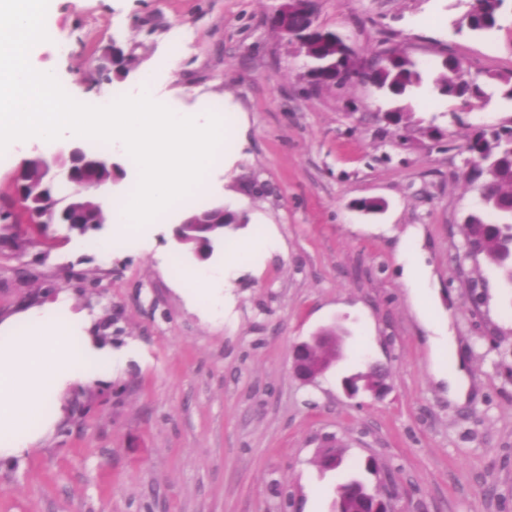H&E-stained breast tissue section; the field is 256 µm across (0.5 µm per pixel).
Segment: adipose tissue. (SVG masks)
Wrapping results in <instances>:
<instances>
[{
	"label": "adipose tissue",
	"mask_w": 512,
	"mask_h": 512,
	"mask_svg": "<svg viewBox=\"0 0 512 512\" xmlns=\"http://www.w3.org/2000/svg\"><path fill=\"white\" fill-rule=\"evenodd\" d=\"M417 254L415 244H407L398 261L422 319L431 323L435 312ZM24 320L28 330L21 335L13 321L0 323V461L31 453L54 425L44 414L47 404H60L71 382L95 384L114 364L95 348L83 315L65 303L32 310Z\"/></svg>",
	"instance_id": "ef3b65f1"
}]
</instances>
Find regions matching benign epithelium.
I'll return each instance as SVG.
<instances>
[{"label": "benign epithelium", "instance_id": "1", "mask_svg": "<svg viewBox=\"0 0 512 512\" xmlns=\"http://www.w3.org/2000/svg\"><path fill=\"white\" fill-rule=\"evenodd\" d=\"M315 0H284L272 17L275 28L288 25V43L296 49L305 52L304 41L297 36L296 26L292 20L300 18L305 21L314 20ZM369 66L359 60L354 53L348 54V70L346 76L355 82L368 81ZM114 153L88 155V149L80 144L66 143L58 147L51 159L37 152L24 162L23 170L17 178L14 195L9 201L0 203V213L14 214L26 207L29 190L28 173L36 167L42 175L41 191H46L55 175L59 174L71 186L68 203L61 208L64 223L74 228L85 224L87 213L86 196L102 188L112 189L114 172L119 165L113 161ZM57 167V174H51V166ZM225 207L220 204L207 214H194L181 220L174 229V238L178 245L199 260L211 256L214 244L224 240L228 230L239 228L237 224L224 223ZM333 328L324 327L314 332L308 338L295 343L291 350V370L296 378L303 382H312L318 376L328 371L341 356L340 337L331 335ZM368 373L371 378L365 380L357 376H345L341 386L351 397L360 391H369L381 395L385 391V371L380 362L367 361ZM399 491L395 483L387 478L378 479L376 507L372 512H399L397 501Z\"/></svg>", "mask_w": 512, "mask_h": 512}]
</instances>
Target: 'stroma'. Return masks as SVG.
I'll list each match as a JSON object with an SVG mask.
<instances>
[{
	"label": "stroma",
	"mask_w": 512,
	"mask_h": 512,
	"mask_svg": "<svg viewBox=\"0 0 512 512\" xmlns=\"http://www.w3.org/2000/svg\"><path fill=\"white\" fill-rule=\"evenodd\" d=\"M281 0H49L46 14L70 51L38 47L32 66L82 89L130 91L161 68L168 36L182 57L162 89L181 112L212 103L240 113L232 167L216 163L197 207L225 203L246 224L208 259L254 247L225 282L212 316L175 239L180 213L150 233L95 249L111 224L15 225L0 238V321L66 297L86 312L100 347L122 354L112 380L68 390L62 417L36 450L0 463V512H332L342 473L393 478L402 512H512V288L493 266L463 256V225L478 207L461 146L512 122V103L450 100L423 85L392 101L369 84L313 87L309 62L272 26ZM460 0H316V23L363 60L396 49L423 73L447 57L471 70L512 74V5L488 33H456ZM119 48L124 77L96 71ZM404 108L405 131L382 120ZM265 191L251 194L249 180ZM365 200L382 211L361 209ZM416 236L436 324L426 327L397 262ZM484 286L473 308L471 282ZM347 331L335 368L305 383L291 347L320 328ZM456 336L473 395L449 400L431 370V339ZM388 368L387 391L348 397L343 376L363 355ZM336 436L342 472L317 463ZM375 458L379 475L364 473Z\"/></svg>",
	"instance_id": "stroma-1"
}]
</instances>
